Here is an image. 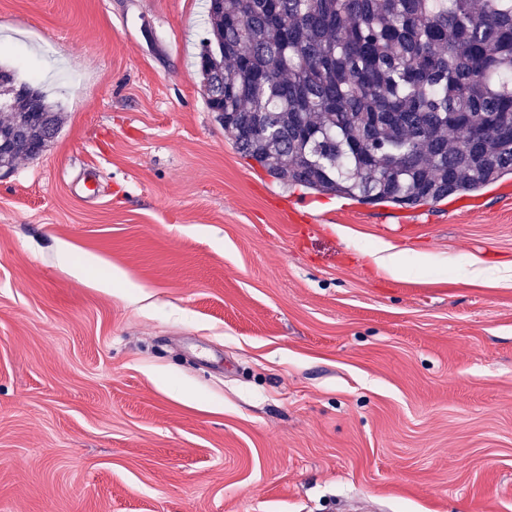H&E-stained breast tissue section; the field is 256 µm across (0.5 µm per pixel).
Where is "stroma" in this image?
Returning <instances> with one entry per match:
<instances>
[{
  "mask_svg": "<svg viewBox=\"0 0 512 512\" xmlns=\"http://www.w3.org/2000/svg\"><path fill=\"white\" fill-rule=\"evenodd\" d=\"M208 36L205 0H0L64 112L0 170V512H512V179L283 184L207 109Z\"/></svg>",
  "mask_w": 512,
  "mask_h": 512,
  "instance_id": "1",
  "label": "stroma"
}]
</instances>
